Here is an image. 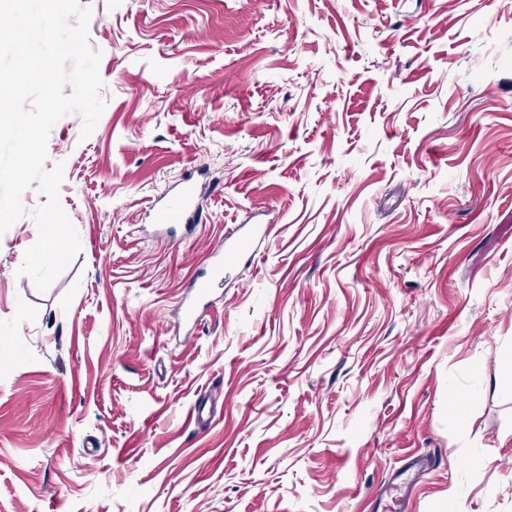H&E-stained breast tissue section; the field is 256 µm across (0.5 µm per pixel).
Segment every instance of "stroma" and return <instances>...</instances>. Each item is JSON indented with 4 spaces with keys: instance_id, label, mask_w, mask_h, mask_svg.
<instances>
[{
    "instance_id": "stroma-1",
    "label": "stroma",
    "mask_w": 512,
    "mask_h": 512,
    "mask_svg": "<svg viewBox=\"0 0 512 512\" xmlns=\"http://www.w3.org/2000/svg\"><path fill=\"white\" fill-rule=\"evenodd\" d=\"M80 3L81 248L42 293L0 236V512H512V0ZM196 187L187 184L156 212L157 224H191L195 216Z\"/></svg>"
}]
</instances>
